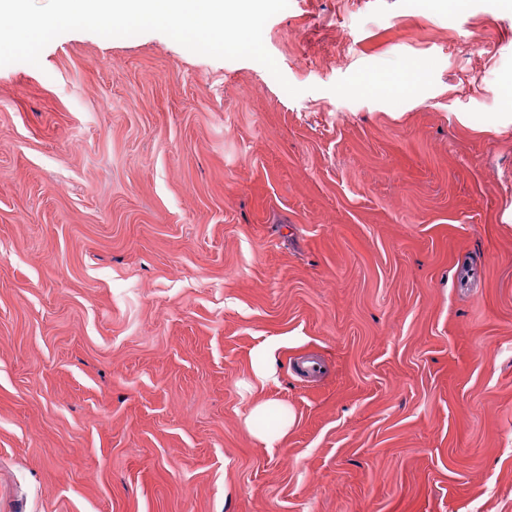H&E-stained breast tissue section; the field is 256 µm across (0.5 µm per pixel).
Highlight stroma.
Masks as SVG:
<instances>
[{
    "instance_id": "1",
    "label": "stroma",
    "mask_w": 512,
    "mask_h": 512,
    "mask_svg": "<svg viewBox=\"0 0 512 512\" xmlns=\"http://www.w3.org/2000/svg\"><path fill=\"white\" fill-rule=\"evenodd\" d=\"M263 41L0 67V512H512V0Z\"/></svg>"
}]
</instances>
